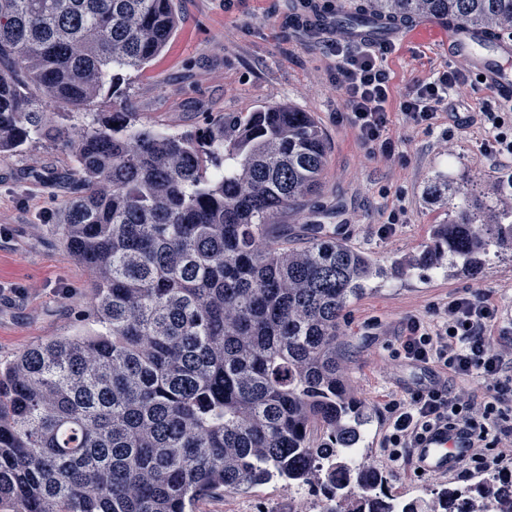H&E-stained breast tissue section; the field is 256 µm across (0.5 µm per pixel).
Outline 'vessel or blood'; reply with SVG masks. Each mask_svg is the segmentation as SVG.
<instances>
[{"label":"vessel or blood","mask_w":512,"mask_h":512,"mask_svg":"<svg viewBox=\"0 0 512 512\" xmlns=\"http://www.w3.org/2000/svg\"><path fill=\"white\" fill-rule=\"evenodd\" d=\"M445 44L450 59L482 77L487 91L512 102V40H488L482 30L464 24L444 26ZM392 24L372 21L363 26L340 23L336 37L340 40L373 39L385 41L393 37ZM471 446V435L463 425L437 426L427 432L414 448L412 465L422 475H445L458 467Z\"/></svg>","instance_id":"vessel-or-blood-1"}]
</instances>
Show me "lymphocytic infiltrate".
I'll return each mask as SVG.
<instances>
[{"label": "lymphocytic infiltrate", "mask_w": 512, "mask_h": 512, "mask_svg": "<svg viewBox=\"0 0 512 512\" xmlns=\"http://www.w3.org/2000/svg\"><path fill=\"white\" fill-rule=\"evenodd\" d=\"M331 72L345 98L344 119L366 153L389 171L406 160L389 135L392 112H400L412 130L433 131L441 111L462 82L455 68L418 81L400 104H393L390 74L370 43H337ZM459 136L478 131L484 159L512 164V113L485 102L475 116L457 123ZM395 358L441 378L392 396L380 452L396 469L410 465L415 442L431 425L464 422L476 436L464 473L489 471L512 462V324L500 318L499 306L481 283L455 291L424 310L410 314L386 340Z\"/></svg>", "instance_id": "f902f5d3"}]
</instances>
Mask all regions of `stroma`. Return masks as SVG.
I'll use <instances>...</instances> for the list:
<instances>
[{"instance_id":"1","label":"stroma","mask_w":512,"mask_h":512,"mask_svg":"<svg viewBox=\"0 0 512 512\" xmlns=\"http://www.w3.org/2000/svg\"><path fill=\"white\" fill-rule=\"evenodd\" d=\"M181 23L164 52L125 76L124 90L138 123L167 134L190 133L209 118L246 115L282 102L312 113L327 145L321 191L302 216L282 215L292 237L308 224L323 225L336 237L368 252L385 271L348 309L340 336L349 359L355 392L372 413L368 443L378 448L384 428L386 396L409 389L412 365L392 358L384 346L386 329L430 302L480 281L492 299L512 303V253L486 261L478 276L417 270L390 275L393 261L417 257L436 225L447 223L448 208L425 194L431 173L444 171L461 184L494 180L475 139L443 150L454 113L479 111L490 94L476 76L448 100V112L433 132H412L393 123L390 133L406 159L392 175L359 148L354 133L336 115L344 96L327 70L336 40L333 16L306 24L305 0H179ZM384 65L394 98L448 66L441 31L429 20L401 21L386 43ZM70 166L67 151L34 144L24 154L0 160V363L60 336L99 330L88 304L89 271L79 264L57 231L65 202L62 177ZM406 199V222L392 237L374 226L380 209ZM196 512H318L314 491H288L270 483L245 492L213 495Z\"/></svg>"}]
</instances>
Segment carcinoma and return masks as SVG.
I'll use <instances>...</instances> for the list:
<instances>
[{
	"label": "carcinoma",
	"mask_w": 512,
	"mask_h": 512,
	"mask_svg": "<svg viewBox=\"0 0 512 512\" xmlns=\"http://www.w3.org/2000/svg\"><path fill=\"white\" fill-rule=\"evenodd\" d=\"M174 0H0V160L38 141L73 156L59 233L91 273L104 330L29 348L0 367V512H192L201 498L330 467L319 512L343 502L345 458L364 449L369 409L353 390L339 327L382 274L320 224L288 239L276 219L320 190L321 128L291 103L193 135L97 112L75 133L38 105L125 97L124 73L167 46ZM454 20L512 28V0H362L343 21ZM448 224L416 262L476 275L512 250V173L480 195L438 171L425 189ZM375 493L401 512L431 503Z\"/></svg>",
	"instance_id": "obj_1"
}]
</instances>
